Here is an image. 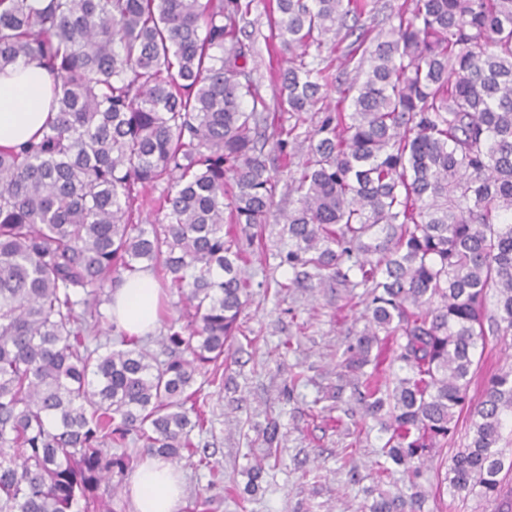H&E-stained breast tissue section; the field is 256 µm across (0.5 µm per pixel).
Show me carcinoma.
I'll use <instances>...</instances> for the list:
<instances>
[{
	"label": "carcinoma",
	"instance_id": "carcinoma-1",
	"mask_svg": "<svg viewBox=\"0 0 512 512\" xmlns=\"http://www.w3.org/2000/svg\"><path fill=\"white\" fill-rule=\"evenodd\" d=\"M253 2L0 0V73L42 61L55 112L0 150V512H112L133 463L120 449L194 455L195 376L226 361L252 287L247 248L271 226L292 274L278 291L333 277L365 288L368 325L342 366L365 415L388 416L386 462L415 489L369 512H416L421 461L444 456L465 409L473 437L445 482L502 497L512 365L479 397L470 386L485 322L512 346V0L402 3L387 37L361 28L334 106L323 37L369 0H270L266 40L288 63L274 102L241 39ZM320 102L298 198L270 225L279 180L264 145L300 148L297 123ZM147 189L160 224L143 215ZM141 271L181 305L159 354L138 336L98 339L117 329L101 306ZM382 335L390 356L372 353ZM386 361L399 372L384 389ZM264 441L277 457V420Z\"/></svg>",
	"mask_w": 512,
	"mask_h": 512
}]
</instances>
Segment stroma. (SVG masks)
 I'll use <instances>...</instances> for the list:
<instances>
[{
  "label": "stroma",
  "instance_id": "obj_1",
  "mask_svg": "<svg viewBox=\"0 0 512 512\" xmlns=\"http://www.w3.org/2000/svg\"><path fill=\"white\" fill-rule=\"evenodd\" d=\"M250 20L249 66L269 94L274 86L264 0H254ZM247 272L253 286L239 316L242 332L231 342L218 383L202 386L209 424L192 435L199 456L216 463L222 478L213 481L196 458L182 459L177 465L185 481L180 512H190L199 500L206 501V512H367L379 497L410 494L403 470L380 474L386 436L377 422L362 419L352 386L336 369L366 326L363 306L349 302L350 285L336 279L285 294L260 288L262 280L288 276L271 254L253 257ZM270 417L278 420L282 436L274 459L267 457L262 438ZM470 425L468 416H461L448 440L447 459L430 462L421 480V512H485L481 498L461 497L439 484L452 454L468 442ZM258 464L263 467L258 488L246 492Z\"/></svg>",
  "mask_w": 512,
  "mask_h": 512
}]
</instances>
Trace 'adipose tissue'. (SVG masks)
<instances>
[{
  "instance_id": "ef3b65f1",
  "label": "adipose tissue",
  "mask_w": 512,
  "mask_h": 512,
  "mask_svg": "<svg viewBox=\"0 0 512 512\" xmlns=\"http://www.w3.org/2000/svg\"><path fill=\"white\" fill-rule=\"evenodd\" d=\"M52 78L35 61L22 62L0 74V149L14 148L39 134L51 116ZM158 288L151 274L129 278L115 294L112 314L123 329L143 335L155 326ZM135 512H179L182 488L176 468L150 459L129 483Z\"/></svg>"
}]
</instances>
